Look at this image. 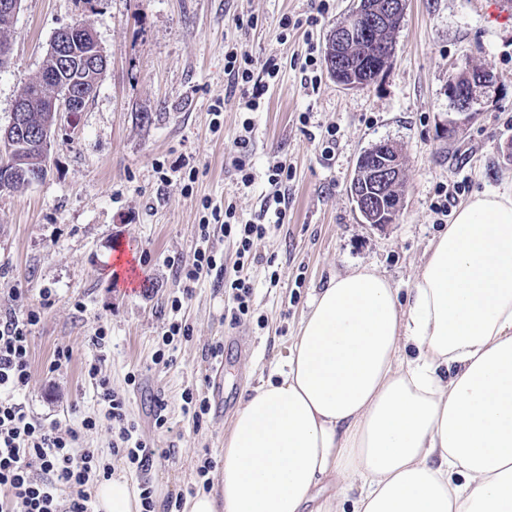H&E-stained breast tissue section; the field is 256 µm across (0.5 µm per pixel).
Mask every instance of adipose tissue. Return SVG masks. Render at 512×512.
<instances>
[{
  "mask_svg": "<svg viewBox=\"0 0 512 512\" xmlns=\"http://www.w3.org/2000/svg\"><path fill=\"white\" fill-rule=\"evenodd\" d=\"M221 475L185 512H512V191L459 205L407 295L330 279Z\"/></svg>",
  "mask_w": 512,
  "mask_h": 512,
  "instance_id": "ef3b65f1",
  "label": "adipose tissue"
}]
</instances>
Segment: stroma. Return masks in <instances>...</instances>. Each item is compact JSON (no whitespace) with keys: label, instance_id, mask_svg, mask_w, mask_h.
<instances>
[{"label":"stroma","instance_id":"stroma-1","mask_svg":"<svg viewBox=\"0 0 512 512\" xmlns=\"http://www.w3.org/2000/svg\"><path fill=\"white\" fill-rule=\"evenodd\" d=\"M487 2L406 0L382 76L348 89L325 72L312 92L300 70L307 46L324 48L352 0H327L317 24L290 31L284 42L281 17L306 20L318 0H22L7 33L10 61L0 69V126L8 125L60 28L92 27L108 59L84 112L56 126L46 177L0 192V310L40 313L31 328L28 408L62 427L95 409L86 367L96 354L90 338L105 327L104 370L144 436L168 455L144 473L108 454L107 432L92 434L91 447L103 449L104 461L131 487L149 483L157 504L190 499L202 487L219 494L220 470L212 469L205 485L197 469L204 459L221 460L236 412L288 357L316 290L359 266L375 267L408 290L441 231L430 211L440 185L462 183L461 203L486 189L512 188V21H488ZM235 42L256 64L274 57L281 65L264 108L252 114L224 97V48ZM467 59L490 70L493 84L477 91L476 118L462 125L447 88ZM216 104L223 119L218 136L209 129ZM247 119L258 178L245 190L232 165V140ZM330 127L336 149L328 160L321 139ZM383 140L400 149L405 182L396 223L380 228L363 223L349 185L360 154ZM275 155L295 175L284 223L256 245L263 261L251 269V317L231 323L223 289L201 283L181 311L189 336L175 338L170 366L154 364L166 303L179 288L171 265L193 255L202 200L251 216ZM184 156L198 167L186 192L178 173L161 181L164 168ZM119 254L137 259L136 285L114 273ZM274 271L280 279L273 284ZM14 288L20 298H12ZM216 345L224 359V404L197 424L184 413L181 395L194 388L213 397ZM62 349L71 350V361L53 369ZM132 371L139 375L134 387L126 383ZM158 398L168 418L162 429L154 425Z\"/></svg>","mask_w":512,"mask_h":512}]
</instances>
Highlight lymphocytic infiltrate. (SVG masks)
Returning a JSON list of instances; mask_svg holds the SVG:
<instances>
[{"label": "lymphocytic infiltrate", "instance_id": "1", "mask_svg": "<svg viewBox=\"0 0 512 512\" xmlns=\"http://www.w3.org/2000/svg\"><path fill=\"white\" fill-rule=\"evenodd\" d=\"M280 67L268 58L262 69H255L252 56L237 46L224 53V73L230 90L239 92V105L247 112L259 111L270 80ZM271 187L261 205L262 220L237 215L234 207L219 209L203 202L198 224L197 245L191 260L177 264L176 276L184 287L170 301L154 362L170 366V346L175 337L187 336L179 314L195 285L212 280L228 298L231 322L250 316L253 284L250 269L261 257L254 249L272 225L283 223L288 211L286 187L293 177L287 161L273 159L266 171ZM221 225L225 237L237 245L238 260L233 266L218 264L210 245L211 225ZM36 312L17 314L6 311L0 316V512H95L91 488L94 482L112 477L111 466L99 463L98 449L87 446V437L106 430L113 456L124 459L138 472L149 471L161 449L141 432L131 416L126 399L113 389L103 374L105 361L100 350L106 343L105 328H97L91 344L98 354L90 362L89 376L95 381L96 414L84 416L79 423L63 429L35 417L20 395L31 380L30 328Z\"/></svg>", "mask_w": 512, "mask_h": 512}]
</instances>
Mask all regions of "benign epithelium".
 Segmentation results:
<instances>
[{
    "mask_svg": "<svg viewBox=\"0 0 512 512\" xmlns=\"http://www.w3.org/2000/svg\"><path fill=\"white\" fill-rule=\"evenodd\" d=\"M389 5L381 7L375 5L358 4L357 13L350 18V22L336 28L332 34L336 44V60H341V55L346 47L352 43L366 45L374 40L373 32L382 27L385 22V10ZM64 31L70 35L78 32L84 38L89 39L94 44L92 54L81 60V66L87 72L98 75L107 69V59L104 50L97 38L96 33L85 25L68 26ZM48 56L55 67L58 69H68L74 60L70 50L69 41L63 35L52 40L47 50ZM473 91L458 90L453 87L448 88V97L457 106L460 114L463 115L462 122L472 120L475 113L471 112V101ZM88 97H79L73 90L64 88L59 93L53 95L50 99L52 120L43 125L39 131L35 132L27 150L20 152L13 158L12 163L18 167L26 169L29 167L30 154L47 155L50 141L53 135V129L58 124L61 117L68 119L75 114L84 111ZM27 120V108L25 99H17L12 112L11 121L5 127L0 128V145L12 148L17 135L25 129ZM373 155L370 164L362 171L354 173L351 189L355 190L354 196L357 198L360 212L363 217L370 216L377 205H382L385 210L387 223L396 222L400 210L401 201L392 198H386V187L396 182L403 175V162L395 146L387 141L379 142L372 147Z\"/></svg>",
    "mask_w": 512,
    "mask_h": 512,
    "instance_id": "7a95c632",
    "label": "benign epithelium"
}]
</instances>
